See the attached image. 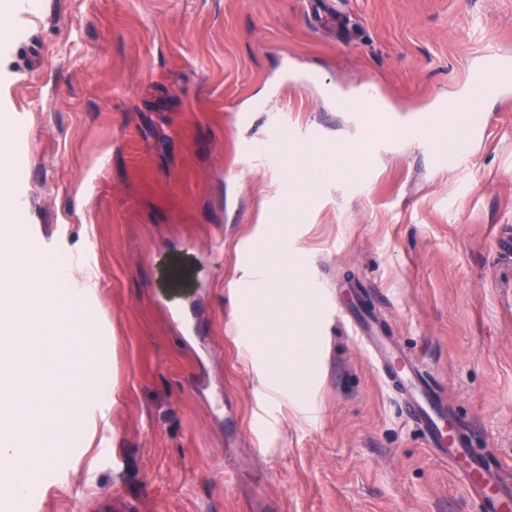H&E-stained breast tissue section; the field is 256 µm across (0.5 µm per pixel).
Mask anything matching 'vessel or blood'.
Returning a JSON list of instances; mask_svg holds the SVG:
<instances>
[{
  "instance_id": "obj_1",
  "label": "vessel or blood",
  "mask_w": 512,
  "mask_h": 512,
  "mask_svg": "<svg viewBox=\"0 0 512 512\" xmlns=\"http://www.w3.org/2000/svg\"><path fill=\"white\" fill-rule=\"evenodd\" d=\"M512 69V57L489 48L479 69L469 71V85L496 91L494 76ZM344 320L369 354L384 383L398 397L401 413L423 433L431 453L448 463L481 512H512V482L494 472L488 457L473 447L470 437L454 428L451 414L429 372L387 336L374 311L349 306Z\"/></svg>"
}]
</instances>
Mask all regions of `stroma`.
Instances as JSON below:
<instances>
[{
    "label": "stroma",
    "instance_id": "35a3bbf8",
    "mask_svg": "<svg viewBox=\"0 0 512 512\" xmlns=\"http://www.w3.org/2000/svg\"><path fill=\"white\" fill-rule=\"evenodd\" d=\"M10 25L15 223L92 289L100 349L67 350L107 365L115 400L83 458L49 478L17 467L29 500L9 512H92L100 495L134 512H480L346 322L316 311L313 377L293 395L260 385L240 315L259 255L298 257L324 296L378 309L512 478V262L495 252L512 103L463 86L486 44L512 56V0H36ZM360 85L386 117L344 107ZM441 96L484 117L462 168L409 134ZM381 124L370 169L335 171ZM315 126L333 173L289 196L286 160ZM265 141L276 164L246 157Z\"/></svg>",
    "mask_w": 512,
    "mask_h": 512
}]
</instances>
